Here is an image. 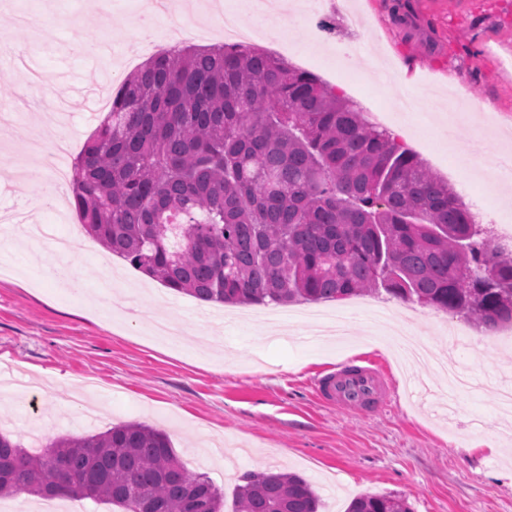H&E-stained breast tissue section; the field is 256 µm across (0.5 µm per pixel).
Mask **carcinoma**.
I'll list each match as a JSON object with an SVG mask.
<instances>
[{
    "mask_svg": "<svg viewBox=\"0 0 512 512\" xmlns=\"http://www.w3.org/2000/svg\"><path fill=\"white\" fill-rule=\"evenodd\" d=\"M85 231L203 302L286 305L384 288L404 302L512 326V253L448 183L346 96L256 48L162 52L112 97L72 170ZM108 501L125 512H223L141 422L56 436L38 454L0 433V497ZM234 512H320L298 473L247 471ZM348 512H411L392 495Z\"/></svg>",
    "mask_w": 512,
    "mask_h": 512,
    "instance_id": "1",
    "label": "carcinoma"
}]
</instances>
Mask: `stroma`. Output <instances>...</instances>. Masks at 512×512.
I'll list each match as a JSON object with an SVG mask.
<instances>
[{
    "mask_svg": "<svg viewBox=\"0 0 512 512\" xmlns=\"http://www.w3.org/2000/svg\"><path fill=\"white\" fill-rule=\"evenodd\" d=\"M105 0L94 21L85 0H0V56L32 44L31 63L66 103L63 125L48 127L38 95L16 106L21 74L0 68L9 93L0 113L12 121L0 135V211L23 206L27 223L74 237L66 265L83 292L59 287L0 241V373L20 395H0V430L28 442L35 427L52 438L102 432L123 421L165 430L185 468L207 474L233 512L237 477L249 470H290L308 479L323 512H346L364 494L406 498L413 512H512V414L497 410L502 375L512 376V328L495 333L385 291L344 299L349 338L309 336L312 302L238 306L202 303L143 275L101 247L87 248L68 186L49 170L21 180L10 162L24 161L31 137L66 136L76 157L101 112L83 110L92 84L114 94L155 53L174 45L224 40L221 14L238 12L245 27L262 26L256 48L310 71L363 112H378L390 132L437 176L467 185L469 200H503L497 185L512 151V0H287V27L257 16L251 0ZM173 9L186 20L177 40L163 39L147 15ZM40 16L39 30L18 24L21 10ZM376 58L375 69L337 60V48ZM462 91L453 129L431 136L449 90ZM452 136L455 150L437 142ZM473 332L467 354L473 379L454 411L441 408L433 362L395 360L393 334L409 332L435 359L448 360V332ZM374 360L387 370L391 403L377 415L322 405L315 382L327 365Z\"/></svg>",
    "mask_w": 512,
    "mask_h": 512,
    "instance_id": "1",
    "label": "stroma"
}]
</instances>
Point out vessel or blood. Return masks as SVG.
Instances as JSON below:
<instances>
[{"mask_svg": "<svg viewBox=\"0 0 512 512\" xmlns=\"http://www.w3.org/2000/svg\"><path fill=\"white\" fill-rule=\"evenodd\" d=\"M387 390V379L378 368L347 362L337 363L317 383V396L322 402L344 409H383Z\"/></svg>", "mask_w": 512, "mask_h": 512, "instance_id": "obj_1", "label": "vessel or blood"}]
</instances>
